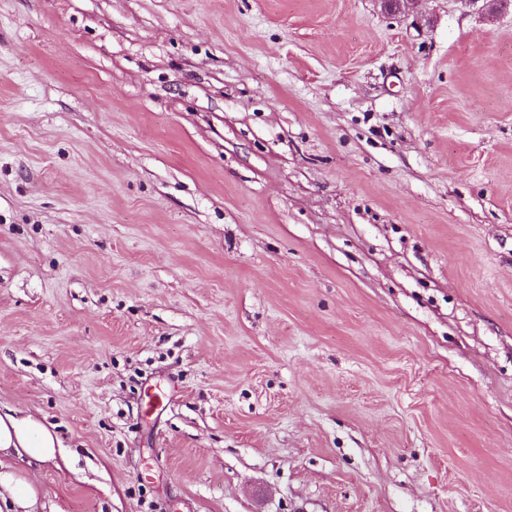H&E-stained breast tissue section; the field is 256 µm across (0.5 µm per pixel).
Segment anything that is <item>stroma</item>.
Segmentation results:
<instances>
[{
    "instance_id": "35a3bbf8",
    "label": "stroma",
    "mask_w": 512,
    "mask_h": 512,
    "mask_svg": "<svg viewBox=\"0 0 512 512\" xmlns=\"http://www.w3.org/2000/svg\"><path fill=\"white\" fill-rule=\"evenodd\" d=\"M0 407L41 512H512V0H0ZM59 440L32 415L0 410V502L9 504L13 511L38 512L39 491L23 473L14 469L8 460L27 458L29 463L54 461Z\"/></svg>"
}]
</instances>
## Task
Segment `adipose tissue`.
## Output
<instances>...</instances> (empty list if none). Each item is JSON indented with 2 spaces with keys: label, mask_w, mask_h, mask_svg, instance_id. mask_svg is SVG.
I'll return each instance as SVG.
<instances>
[{
  "label": "adipose tissue",
  "mask_w": 512,
  "mask_h": 512,
  "mask_svg": "<svg viewBox=\"0 0 512 512\" xmlns=\"http://www.w3.org/2000/svg\"><path fill=\"white\" fill-rule=\"evenodd\" d=\"M58 444V438L37 418L0 412V502L9 504L12 512H35L39 491L11 466V459L49 462L56 459Z\"/></svg>",
  "instance_id": "ef3b65f1"
}]
</instances>
